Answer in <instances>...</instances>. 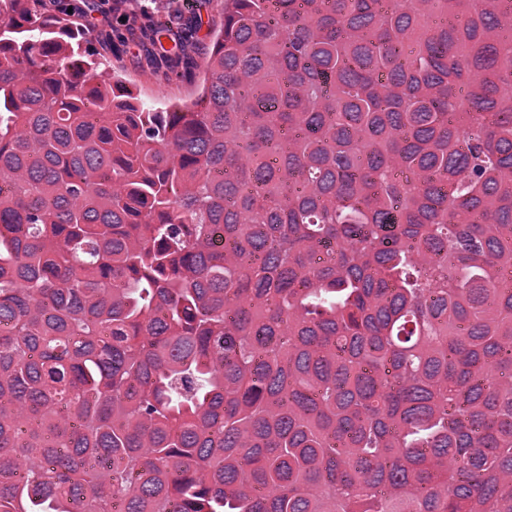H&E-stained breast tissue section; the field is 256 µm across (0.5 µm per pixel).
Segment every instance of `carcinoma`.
<instances>
[{"instance_id":"1","label":"carcinoma","mask_w":512,"mask_h":512,"mask_svg":"<svg viewBox=\"0 0 512 512\" xmlns=\"http://www.w3.org/2000/svg\"><path fill=\"white\" fill-rule=\"evenodd\" d=\"M53 2L0 0V512H512V0H224L161 112Z\"/></svg>"}]
</instances>
